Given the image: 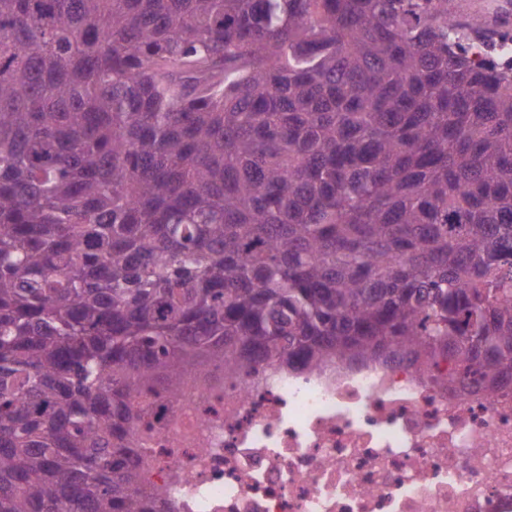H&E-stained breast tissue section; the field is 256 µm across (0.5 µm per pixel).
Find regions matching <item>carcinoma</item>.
Returning a JSON list of instances; mask_svg holds the SVG:
<instances>
[{
    "label": "carcinoma",
    "mask_w": 512,
    "mask_h": 512,
    "mask_svg": "<svg viewBox=\"0 0 512 512\" xmlns=\"http://www.w3.org/2000/svg\"><path fill=\"white\" fill-rule=\"evenodd\" d=\"M465 348L512 382V37L454 0H0V512H165L134 400Z\"/></svg>",
    "instance_id": "obj_1"
}]
</instances>
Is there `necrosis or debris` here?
Returning <instances> with one entry per match:
<instances>
[{"instance_id": "4bbe7bcc", "label": "necrosis or debris", "mask_w": 512, "mask_h": 512, "mask_svg": "<svg viewBox=\"0 0 512 512\" xmlns=\"http://www.w3.org/2000/svg\"><path fill=\"white\" fill-rule=\"evenodd\" d=\"M460 365H211L138 400L140 487L175 512H512V384L460 387Z\"/></svg>"}]
</instances>
